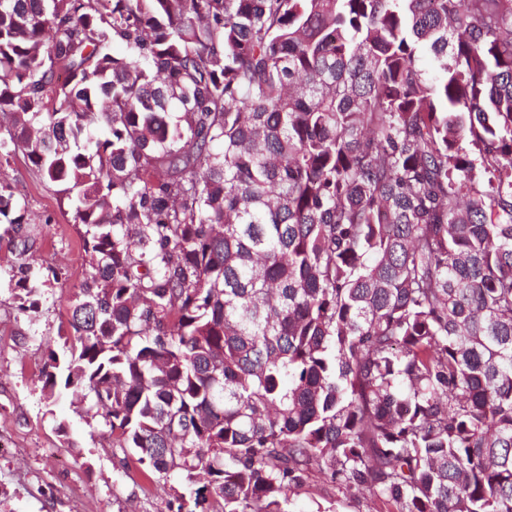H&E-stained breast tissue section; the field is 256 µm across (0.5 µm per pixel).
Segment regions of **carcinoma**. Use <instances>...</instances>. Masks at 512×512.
Here are the masks:
<instances>
[{
    "instance_id": "cac0c4a2",
    "label": "carcinoma",
    "mask_w": 512,
    "mask_h": 512,
    "mask_svg": "<svg viewBox=\"0 0 512 512\" xmlns=\"http://www.w3.org/2000/svg\"><path fill=\"white\" fill-rule=\"evenodd\" d=\"M0 127L89 267L45 398L176 512H512V0H0ZM294 499L307 512H369L373 507L370 500H351L319 478Z\"/></svg>"
}]
</instances>
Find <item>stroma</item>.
Wrapping results in <instances>:
<instances>
[{
	"mask_svg": "<svg viewBox=\"0 0 512 512\" xmlns=\"http://www.w3.org/2000/svg\"><path fill=\"white\" fill-rule=\"evenodd\" d=\"M14 195L27 206L30 249L9 246L0 224V512H168L169 491L133 456L102 437L71 395L47 402L41 370L47 346L70 333V302L85 279L83 242L46 184L23 155L6 168ZM29 262L57 272L38 313L18 309L13 266ZM68 425L67 435L57 431ZM302 512H370V501L345 497L321 479L297 496Z\"/></svg>",
	"mask_w": 512,
	"mask_h": 512,
	"instance_id": "1",
	"label": "stroma"
}]
</instances>
